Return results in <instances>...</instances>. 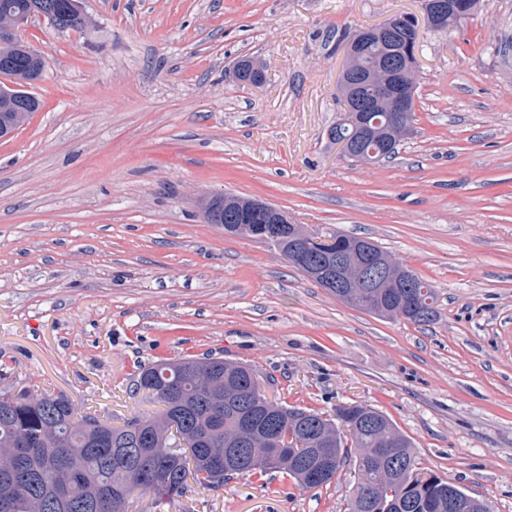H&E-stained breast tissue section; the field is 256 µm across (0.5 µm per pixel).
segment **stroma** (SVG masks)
<instances>
[{"label":"stroma","instance_id":"1","mask_svg":"<svg viewBox=\"0 0 512 512\" xmlns=\"http://www.w3.org/2000/svg\"><path fill=\"white\" fill-rule=\"evenodd\" d=\"M38 18L42 107L0 140V389L51 390L113 424L152 416L143 363L207 355L324 414L366 403L492 512H512V0L419 29L411 130L349 163L327 137L348 35L421 0H83ZM243 57L260 84L238 82ZM273 204L325 241L371 238L431 282L427 325L339 301L200 200ZM354 482L282 473L189 485L164 512H345Z\"/></svg>","mask_w":512,"mask_h":512}]
</instances>
